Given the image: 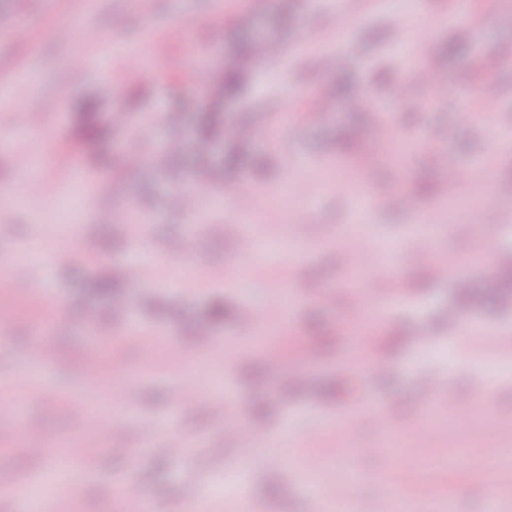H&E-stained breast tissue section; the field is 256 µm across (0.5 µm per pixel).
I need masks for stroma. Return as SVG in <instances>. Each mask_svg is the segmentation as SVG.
Segmentation results:
<instances>
[{"label": "stroma", "mask_w": 512, "mask_h": 512, "mask_svg": "<svg viewBox=\"0 0 512 512\" xmlns=\"http://www.w3.org/2000/svg\"><path fill=\"white\" fill-rule=\"evenodd\" d=\"M0 0V190L22 204L0 203V257L27 261V274L0 282V391L22 382L39 330L57 346L52 365L21 402L30 424L59 450L82 443L93 467L78 498L57 495L49 512H123L117 484L128 483L152 512H187L196 486L214 489L208 512H238L233 493L244 484L261 512H314L309 485L340 483L344 463L361 475L354 487L362 512H372L384 475L408 485L428 480L455 512H486L487 452L501 459L497 512H512V294L500 273L512 265V201L495 186L512 187V0H470L457 19L456 0ZM26 19V39L10 38ZM423 40L426 52L406 69L393 46L399 24ZM278 45L254 58L255 42ZM336 53L326 65L327 53ZM143 70H132L129 54ZM406 86L403 105L361 112L358 99L382 103L392 84ZM497 89L495 112H475V90ZM217 120L208 139L197 130ZM153 126L148 137L138 129ZM404 144L391 156L378 145L383 124ZM26 148L29 170L18 168L13 145ZM294 158L297 172L284 169ZM483 160L474 190L446 183V172ZM208 166L224 179L197 187ZM386 196L353 223L354 199L338 192L339 167ZM85 172L71 224L60 204L70 168ZM239 185L238 223L224 207L225 183ZM197 187L194 215L170 204L173 186ZM306 207L310 221L298 223ZM431 229L433 253L459 268L434 276L430 261L407 245L409 225ZM258 228L251 257L239 253L243 225ZM77 230L75 245L92 260L60 266L47 253ZM494 232L499 253L489 274L483 237ZM374 247L394 243L392 262L402 301L390 316L362 321L348 290L353 235ZM150 256L158 283L136 288L128 260ZM291 276L301 300L281 304L278 271ZM117 281L112 294L100 280ZM486 297L470 313L493 339L456 342L465 331L462 291ZM264 311L271 343L287 340L280 357L239 333L240 312ZM136 321H129L128 312ZM95 326L117 360L94 366L83 346ZM428 343L415 344L417 329ZM177 346L178 367H145L140 340ZM447 389L435 393L437 379ZM192 397L173 407L175 386ZM107 397L130 417L102 431L74 416L69 404ZM386 404L399 424L401 454L387 460L372 404ZM266 433L240 448L227 426L233 417ZM339 422L324 430V418ZM154 419L197 439L174 458L139 451V423ZM318 433L316 444L298 447ZM52 468L31 453L22 433L0 432V482L45 485Z\"/></svg>", "instance_id": "obj_1"}]
</instances>
